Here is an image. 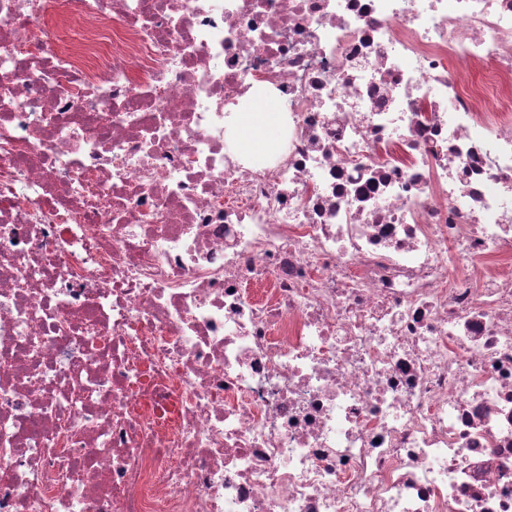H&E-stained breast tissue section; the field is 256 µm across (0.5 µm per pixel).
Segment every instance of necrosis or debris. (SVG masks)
<instances>
[{
  "instance_id": "necrosis-or-debris-1",
  "label": "necrosis or debris",
  "mask_w": 512,
  "mask_h": 512,
  "mask_svg": "<svg viewBox=\"0 0 512 512\" xmlns=\"http://www.w3.org/2000/svg\"><path fill=\"white\" fill-rule=\"evenodd\" d=\"M0 512H512V0H0ZM277 116L278 112L272 105L247 108L239 115L238 138L246 141L256 150L264 149L270 141L255 137V132L259 127L277 124Z\"/></svg>"
}]
</instances>
